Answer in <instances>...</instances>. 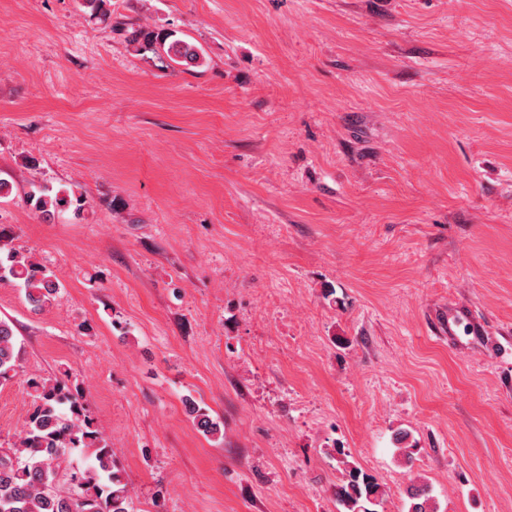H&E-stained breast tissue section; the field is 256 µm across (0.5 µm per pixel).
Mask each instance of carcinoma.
Returning a JSON list of instances; mask_svg holds the SVG:
<instances>
[{
	"label": "carcinoma",
	"instance_id": "carcinoma-1",
	"mask_svg": "<svg viewBox=\"0 0 512 512\" xmlns=\"http://www.w3.org/2000/svg\"><path fill=\"white\" fill-rule=\"evenodd\" d=\"M126 41L134 51L149 52L163 70L198 67L202 51L192 42L164 30L133 28ZM27 204L45 219L68 212L78 216L85 204L83 193L75 187L54 189L40 186L29 193ZM11 277L25 290L31 308L40 311L52 304L61 286L55 275L39 262L10 245L6 228L0 226V278ZM20 366L13 324L0 319V380ZM33 410L18 440L0 452V512H133L132 495L123 481L111 446L88 419L84 395L72 385L69 376L32 378L27 381ZM198 429L206 435L221 432V423L206 409L191 410ZM87 451V462L71 468L66 491L57 484L59 470L70 462L73 452ZM336 484L335 496L342 512H376L384 491L377 480L345 459ZM408 512H437L426 484H413L407 490Z\"/></svg>",
	"mask_w": 512,
	"mask_h": 512
}]
</instances>
